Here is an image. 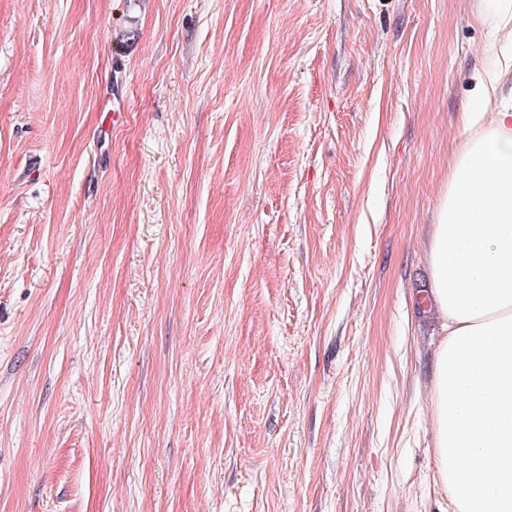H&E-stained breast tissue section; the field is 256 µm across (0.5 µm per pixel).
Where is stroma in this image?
I'll return each instance as SVG.
<instances>
[{"label": "stroma", "instance_id": "35a3bbf8", "mask_svg": "<svg viewBox=\"0 0 512 512\" xmlns=\"http://www.w3.org/2000/svg\"><path fill=\"white\" fill-rule=\"evenodd\" d=\"M479 0H0V512H448L428 242Z\"/></svg>", "mask_w": 512, "mask_h": 512}]
</instances>
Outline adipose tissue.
Wrapping results in <instances>:
<instances>
[{
  "label": "adipose tissue",
  "instance_id": "adipose-tissue-1",
  "mask_svg": "<svg viewBox=\"0 0 512 512\" xmlns=\"http://www.w3.org/2000/svg\"><path fill=\"white\" fill-rule=\"evenodd\" d=\"M501 53L474 77L429 248L434 481L454 512H512V0H483Z\"/></svg>",
  "mask_w": 512,
  "mask_h": 512
}]
</instances>
